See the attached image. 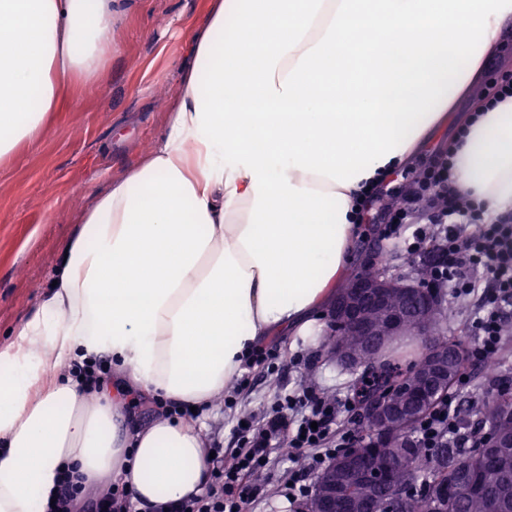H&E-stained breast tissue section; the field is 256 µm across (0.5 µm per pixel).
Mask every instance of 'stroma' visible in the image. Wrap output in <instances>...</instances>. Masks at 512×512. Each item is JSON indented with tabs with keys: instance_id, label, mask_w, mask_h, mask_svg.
Returning a JSON list of instances; mask_svg holds the SVG:
<instances>
[{
	"instance_id": "stroma-1",
	"label": "stroma",
	"mask_w": 512,
	"mask_h": 512,
	"mask_svg": "<svg viewBox=\"0 0 512 512\" xmlns=\"http://www.w3.org/2000/svg\"><path fill=\"white\" fill-rule=\"evenodd\" d=\"M208 0H126L112 23V56L100 76L77 86L52 116L49 132L20 146L0 168V345L36 309L47 291L61 250L110 180L139 163L167 132L180 83V64L190 50L189 33L207 15ZM361 253H376L390 274L419 269L420 260L381 239L379 205H372ZM274 364L244 370L245 387L222 392L205 424L210 444L233 450V424L243 415L261 423L275 396L310 386L346 395L351 373L337 366L320 343L289 339L272 343ZM294 466L288 451L275 449L261 480L266 503L246 512H289L283 493Z\"/></svg>"
}]
</instances>
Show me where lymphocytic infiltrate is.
<instances>
[{
	"label": "lymphocytic infiltrate",
	"mask_w": 512,
	"mask_h": 512,
	"mask_svg": "<svg viewBox=\"0 0 512 512\" xmlns=\"http://www.w3.org/2000/svg\"><path fill=\"white\" fill-rule=\"evenodd\" d=\"M451 169L450 149L434 148L411 190L387 210L381 237L389 241L411 229V236H404L409 256L418 257L432 249L437 252L430 286L450 289L457 298L479 293L480 304L472 319L474 340L468 348L471 362L478 364L502 351L504 329L512 324V221L486 222L480 203L449 190ZM470 383V375L461 374L455 393L421 421L415 435L425 447L476 448L483 444V437L466 427L457 401L458 392ZM350 410L349 400H330L308 388L285 397L270 409L261 431L235 426L240 448L232 463H225L220 449L208 459L212 480L200 496L162 512H244L262 494L251 478L265 468L273 444L279 442L288 445L292 456H309L307 466L298 470L285 493L289 503L305 500L312 492V475L337 450L354 444L353 433L342 430L339 423L340 415ZM49 512L133 510L125 488L115 486L102 496L87 497L79 478L69 475L59 483Z\"/></svg>",
	"instance_id": "lymphocytic-infiltrate-1"
}]
</instances>
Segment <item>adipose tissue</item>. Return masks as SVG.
I'll use <instances>...</instances> for the list:
<instances>
[{
	"instance_id": "ef3b65f1",
	"label": "adipose tissue",
	"mask_w": 512,
	"mask_h": 512,
	"mask_svg": "<svg viewBox=\"0 0 512 512\" xmlns=\"http://www.w3.org/2000/svg\"><path fill=\"white\" fill-rule=\"evenodd\" d=\"M123 8L0 0V164L96 80ZM511 36L512 0H211L166 136L97 196L0 347V512H45L72 467L138 512L200 495L215 395L261 343L322 335L368 188L445 126L463 132L450 189L512 214V98L454 111ZM106 356L94 391L56 377ZM143 396L165 405L144 426Z\"/></svg>"
}]
</instances>
